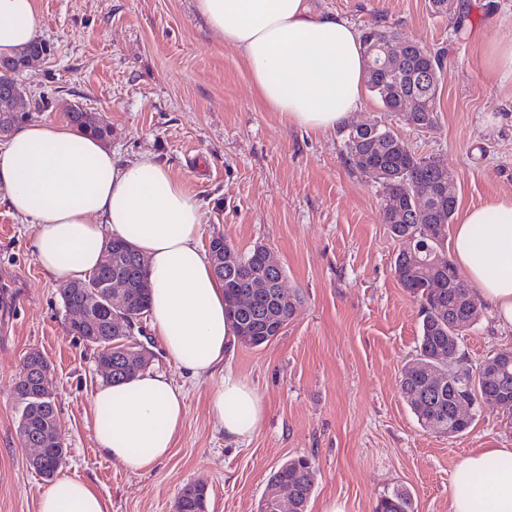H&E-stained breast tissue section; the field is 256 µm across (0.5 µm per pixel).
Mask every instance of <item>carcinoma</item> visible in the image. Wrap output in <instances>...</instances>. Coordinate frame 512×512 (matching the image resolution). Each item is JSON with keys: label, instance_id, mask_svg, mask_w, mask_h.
<instances>
[{"label": "carcinoma", "instance_id": "obj_1", "mask_svg": "<svg viewBox=\"0 0 512 512\" xmlns=\"http://www.w3.org/2000/svg\"><path fill=\"white\" fill-rule=\"evenodd\" d=\"M51 52L50 45L36 39L13 57L11 72L0 71V89L6 88L14 96V110L0 112V129L12 128L32 120L34 112L47 107L48 101H33L21 89L13 74L30 61L45 57ZM439 80L422 88V108L417 117L421 126L432 130L437 124V100ZM67 118L79 130L96 136L100 140L108 137L107 126L101 124L91 112L75 106L67 112ZM348 157L351 164L363 170L365 164H373L384 172L378 178L387 198V208L399 204L407 209L412 204L410 195L424 190L439 176V163L417 155L408 144L392 133L387 125L378 127L375 133L349 131L347 138ZM457 207V189L453 179H448V194L441 210L429 212L413 211L405 223L388 225L391 235L400 242L394 261V273L401 287L412 295L420 307V327L415 357L405 365L399 381L400 394L419 424L440 434L458 436L471 425L473 414L458 412L460 399L477 400V395L494 393L506 403V415L512 417V363L500 361L496 353L489 360L498 363V371L476 379L480 366L468 359L464 350L463 336L459 328H468L477 316L472 308L479 306L475 297L465 298L456 288L448 287V279L458 269L452 261L434 265L429 253L444 251L448 240V225ZM139 252L122 239L106 243L96 269L85 279L70 283L60 289L59 295L64 309H80L91 315L90 320L77 326L69 324L72 335L97 348L96 359L112 361V376L108 383H120L133 378L145 367L128 359L123 333L127 326L136 324L149 312L150 282L147 269L138 263ZM237 262L225 265L224 273L215 276L224 284L226 311L233 319L237 341L256 348L269 344L279 337L293 318V305L300 303L296 291L285 292L282 282L285 270L279 268L267 272L272 287L265 296L244 309L239 305L240 286L255 270L263 268L264 246L256 245L247 252H236ZM115 278L128 281L129 296L118 318L109 315L111 291L109 284ZM285 302L277 307V301ZM439 368L447 375L448 384L438 388L426 380V373ZM31 369L24 365L23 372L15 380L13 396L19 416L17 424L24 427L37 424L50 411L30 397ZM315 461L308 456L290 459L275 469L269 476L265 492L272 493L287 485L295 494L298 512H307L316 482ZM207 490L203 484H191L181 491L176 508L178 512H205ZM375 512H414L411 494L396 488L378 500Z\"/></svg>", "mask_w": 512, "mask_h": 512}]
</instances>
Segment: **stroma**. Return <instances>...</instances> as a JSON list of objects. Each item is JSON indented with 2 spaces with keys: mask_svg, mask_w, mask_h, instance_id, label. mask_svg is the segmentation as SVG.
Here are the masks:
<instances>
[{
  "mask_svg": "<svg viewBox=\"0 0 512 512\" xmlns=\"http://www.w3.org/2000/svg\"><path fill=\"white\" fill-rule=\"evenodd\" d=\"M364 33L444 50L437 126L414 127L365 93L351 122L390 126L421 156L453 174L458 212L512 197V80L492 70L496 48L512 43V0H311ZM49 56L18 75L50 107L37 120L65 121L79 104L109 126L116 159L150 153L196 197L202 244L221 235L245 252L262 244L303 295L274 342L236 345L224 366L248 381L266 419L245 442L227 440L208 407L221 374L202 382L171 366L150 320L142 343L149 370L186 392V413L170 456L133 473L97 448L91 394L102 377L91 346L72 336L59 288L43 272L28 225L0 203V512H38L49 484L28 464L16 434L11 390L25 356L54 370L62 473L93 484L110 512H174L186 485L206 484V512H257L271 472L306 455L319 468L308 512L332 501L374 512L394 487L415 512H449L462 464L482 448L512 447V418L482 404L472 426L451 438L422 428L399 394L415 354L419 305L397 282L399 250L383 219V189L348 159L347 128L315 132L288 125L254 92L241 51L225 43L195 0H36ZM463 26H456V19ZM472 363L512 349V330L489 312L463 337Z\"/></svg>",
  "mask_w": 512,
  "mask_h": 512,
  "instance_id": "obj_1",
  "label": "stroma"
}]
</instances>
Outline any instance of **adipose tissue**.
Segmentation results:
<instances>
[{"label":"adipose tissue","instance_id":"ef3b65f1","mask_svg":"<svg viewBox=\"0 0 512 512\" xmlns=\"http://www.w3.org/2000/svg\"><path fill=\"white\" fill-rule=\"evenodd\" d=\"M198 12L226 43L238 47L263 105L288 124L333 132L358 110L365 58L354 25L308 0H196ZM35 0H0V53L36 39ZM0 191L12 212L33 226L38 262L59 286L83 279L110 239L131 242L146 259L150 320L164 352L187 377L222 369L236 339L224 289L201 240L194 195L151 154L120 161L111 149L60 122H29L0 145ZM453 262L500 326L512 329V198L470 208L453 225ZM225 437L243 441L262 425L266 408L247 381L226 372L209 393ZM97 448L132 472L151 470L174 445L185 391L157 372L91 395ZM469 484H454L450 512H512V448H483L464 462ZM39 512H109L93 485L57 479Z\"/></svg>","mask_w":512,"mask_h":512}]
</instances>
